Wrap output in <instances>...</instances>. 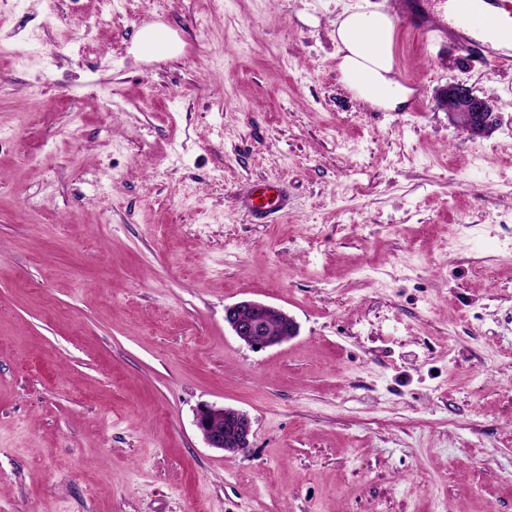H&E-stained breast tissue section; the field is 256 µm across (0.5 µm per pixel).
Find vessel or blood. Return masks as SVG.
<instances>
[{
  "label": "vessel or blood",
  "instance_id": "b4317fda",
  "mask_svg": "<svg viewBox=\"0 0 512 512\" xmlns=\"http://www.w3.org/2000/svg\"><path fill=\"white\" fill-rule=\"evenodd\" d=\"M400 19L404 25L427 39L453 41L459 50L477 54L479 60L500 68H512V56L493 52L489 46H478L474 32L496 31L501 19L493 12H475L464 4H457L454 22H447L432 11L430 0H399ZM243 205L258 220L284 210L288 198L280 183L266 181L252 186Z\"/></svg>",
  "mask_w": 512,
  "mask_h": 512
}]
</instances>
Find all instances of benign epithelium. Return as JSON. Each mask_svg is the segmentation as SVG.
<instances>
[{"mask_svg": "<svg viewBox=\"0 0 512 512\" xmlns=\"http://www.w3.org/2000/svg\"><path fill=\"white\" fill-rule=\"evenodd\" d=\"M438 106L448 112L452 123L465 115L468 134L485 136L493 126L490 100L462 84L442 89ZM224 320L249 347L267 349L279 346L298 333V325L285 310L254 300H241L225 308ZM195 425L210 448L230 453H246L251 447L252 422L248 415L231 407L204 404L196 410Z\"/></svg>", "mask_w": 512, "mask_h": 512, "instance_id": "7a95c632", "label": "benign epithelium"}]
</instances>
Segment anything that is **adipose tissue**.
<instances>
[{
  "label": "adipose tissue",
  "instance_id": "obj_1",
  "mask_svg": "<svg viewBox=\"0 0 512 512\" xmlns=\"http://www.w3.org/2000/svg\"><path fill=\"white\" fill-rule=\"evenodd\" d=\"M393 31V16L380 10L344 13L336 27L343 83L371 105L394 112L409 103L413 90L394 76Z\"/></svg>",
  "mask_w": 512,
  "mask_h": 512
}]
</instances>
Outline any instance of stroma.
<instances>
[{
  "mask_svg": "<svg viewBox=\"0 0 512 512\" xmlns=\"http://www.w3.org/2000/svg\"><path fill=\"white\" fill-rule=\"evenodd\" d=\"M398 2L0 0V512H512V69L399 24L414 94L361 101L336 23ZM139 33L137 45L145 56H155L168 53L172 49L169 35L162 28H145ZM438 106L448 112V120L456 122L461 114H465L467 120L461 118L458 125L467 131L472 138L485 136L493 126L494 116L490 100L481 97L462 84H448L440 92ZM242 203L255 219L263 220L284 210L288 198L280 183L266 181L253 185ZM224 320L233 334L250 348L259 345L256 350L279 346L298 333V325L288 312L254 300H241L227 306ZM195 425L209 448L230 453L250 450L252 422L240 410L204 404L196 410Z\"/></svg>",
  "mask_w": 512,
  "mask_h": 512,
  "instance_id": "obj_1",
  "label": "stroma"
}]
</instances>
